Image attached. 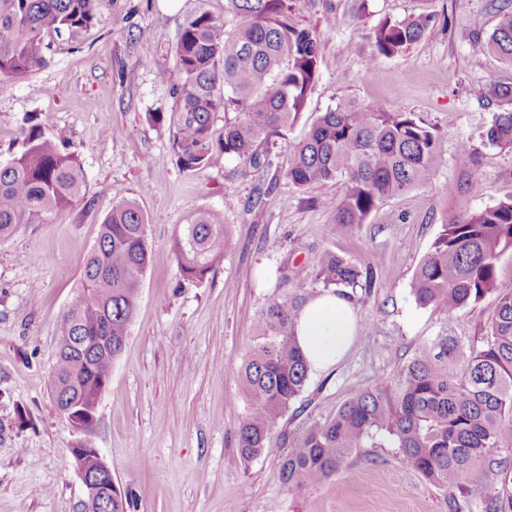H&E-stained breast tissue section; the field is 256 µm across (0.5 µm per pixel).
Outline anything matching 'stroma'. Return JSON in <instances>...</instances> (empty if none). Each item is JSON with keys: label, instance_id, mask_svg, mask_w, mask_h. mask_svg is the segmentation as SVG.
I'll use <instances>...</instances> for the list:
<instances>
[{"label": "stroma", "instance_id": "obj_1", "mask_svg": "<svg viewBox=\"0 0 512 512\" xmlns=\"http://www.w3.org/2000/svg\"><path fill=\"white\" fill-rule=\"evenodd\" d=\"M512 0H294V18L322 39L318 76L287 138L262 143L254 169L222 159L179 166L176 107L158 74L172 65L181 25L224 0H99L98 22L76 39L49 37L44 67L0 90V160L20 147L31 114L46 134L63 133L85 175L73 206L24 224L0 244V512H80L81 480L70 452L77 434L50 394L61 318L78 294L84 260L113 207L136 202L149 219L153 261L139 287L126 344L112 368L87 438L130 498L128 512H483L481 504L406 469L391 442L356 449L343 471L288 491L277 479L288 448L316 421L378 381L393 380L415 348L448 326L479 343L496 300L456 316L419 306L411 279L447 214L479 211L512 197V152L487 145L496 105L479 86L512 85V64L478 52ZM430 16L404 54L379 55L384 21ZM344 101L412 113L441 134L446 153L430 181L385 202L367 223L341 227L326 200L344 184L299 190L286 174L289 145ZM163 120H154V113ZM477 150L465 167L461 141ZM468 174V189L440 185ZM199 210L218 213L231 239L203 282L183 280L173 238ZM332 251L372 266L370 297L354 302L358 331L333 368L310 373L264 452L244 459L236 431L247 405L237 369L256 335L253 317L296 267Z\"/></svg>", "mask_w": 512, "mask_h": 512}]
</instances>
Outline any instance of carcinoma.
Here are the masks:
<instances>
[{
  "mask_svg": "<svg viewBox=\"0 0 512 512\" xmlns=\"http://www.w3.org/2000/svg\"><path fill=\"white\" fill-rule=\"evenodd\" d=\"M97 0H0V89L46 61L51 36L73 38L98 20ZM429 19L381 23L379 54L405 53L428 30ZM320 36L298 26L291 0H224V21L202 13L182 26L173 65L160 74L176 98L174 148L184 169L222 157L257 164L258 147L284 138L317 77ZM476 48L512 63V12ZM474 94L499 112L486 143L512 151V85L480 86ZM224 137L214 141L215 114ZM64 136L47 135L35 117L23 118L20 149L0 161V242L22 224H37L78 201L84 176ZM288 180L299 189L342 180V201L328 200L335 223L364 224L384 202L426 183L444 156L443 138L413 114L346 102L321 113L307 136L291 145ZM148 217L133 201L112 208L100 225L76 298L62 316L51 377L52 398L69 421L96 413L123 350L137 308L138 287L152 260ZM228 225L206 210L176 234L172 252L180 275L203 281L224 256ZM512 252V198L444 220L415 270L417 304L453 316L488 294L495 311L482 343L465 347L448 328L423 342L394 381L379 382L345 402L329 421H316L282 458L277 477L288 490L328 480L352 453L386 433L402 464L431 483L485 503V512H512V498L488 496L486 471L501 441L512 437V278L499 276ZM310 279L294 271L267 297L255 317L258 334L238 369L247 411L238 426L243 457L259 456L278 420L300 396L309 365L296 341L295 321L314 296L311 283L352 301L370 295L369 266L333 252L313 257Z\"/></svg>",
  "mask_w": 512,
  "mask_h": 512,
  "instance_id": "obj_1",
  "label": "carcinoma"
}]
</instances>
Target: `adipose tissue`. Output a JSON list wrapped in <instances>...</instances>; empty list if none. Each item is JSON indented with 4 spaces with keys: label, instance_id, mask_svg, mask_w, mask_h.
I'll list each match as a JSON object with an SVG mask.
<instances>
[{
    "label": "adipose tissue",
    "instance_id": "1",
    "mask_svg": "<svg viewBox=\"0 0 512 512\" xmlns=\"http://www.w3.org/2000/svg\"><path fill=\"white\" fill-rule=\"evenodd\" d=\"M357 329V317L350 302L327 291L303 308L295 332L310 369L320 372L344 356Z\"/></svg>",
    "mask_w": 512,
    "mask_h": 512
}]
</instances>
